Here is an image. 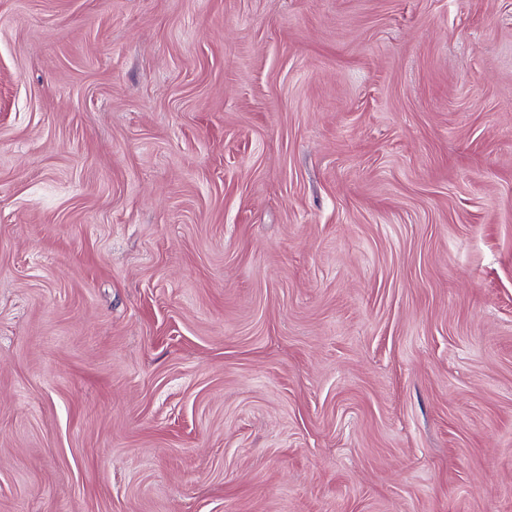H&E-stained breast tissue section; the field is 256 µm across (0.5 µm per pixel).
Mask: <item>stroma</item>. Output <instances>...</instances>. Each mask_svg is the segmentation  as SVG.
I'll use <instances>...</instances> for the list:
<instances>
[{
	"label": "stroma",
	"mask_w": 512,
	"mask_h": 512,
	"mask_svg": "<svg viewBox=\"0 0 512 512\" xmlns=\"http://www.w3.org/2000/svg\"><path fill=\"white\" fill-rule=\"evenodd\" d=\"M0 512H512V0H0Z\"/></svg>",
	"instance_id": "35a3bbf8"
}]
</instances>
